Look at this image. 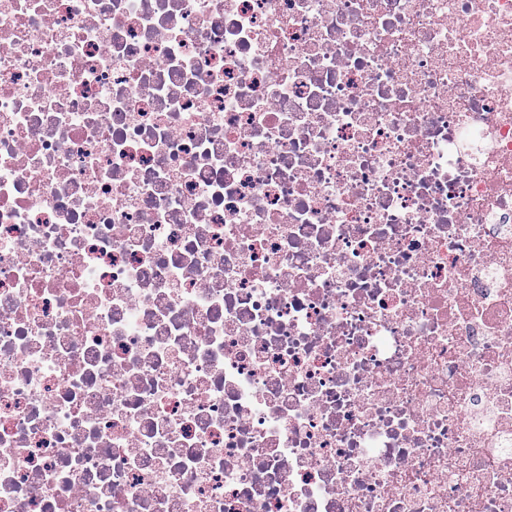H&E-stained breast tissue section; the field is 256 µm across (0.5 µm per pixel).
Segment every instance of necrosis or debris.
Returning <instances> with one entry per match:
<instances>
[{
    "label": "necrosis or debris",
    "instance_id": "1",
    "mask_svg": "<svg viewBox=\"0 0 512 512\" xmlns=\"http://www.w3.org/2000/svg\"><path fill=\"white\" fill-rule=\"evenodd\" d=\"M0 512H512V0H0Z\"/></svg>",
    "mask_w": 512,
    "mask_h": 512
}]
</instances>
